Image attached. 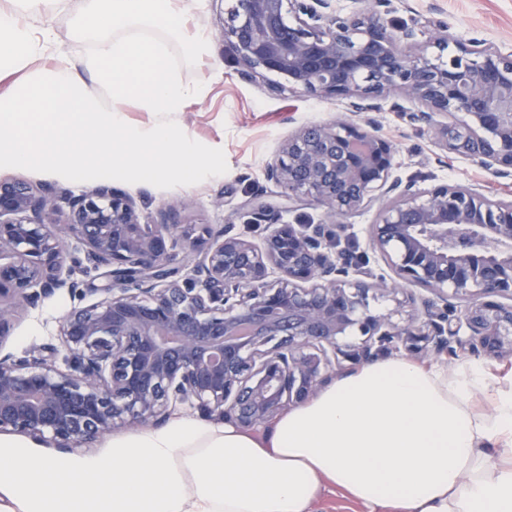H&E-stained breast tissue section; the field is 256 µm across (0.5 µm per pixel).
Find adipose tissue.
Returning a JSON list of instances; mask_svg holds the SVG:
<instances>
[{
  "label": "adipose tissue",
  "mask_w": 512,
  "mask_h": 512,
  "mask_svg": "<svg viewBox=\"0 0 512 512\" xmlns=\"http://www.w3.org/2000/svg\"><path fill=\"white\" fill-rule=\"evenodd\" d=\"M202 0H6L0 5V166L72 178L220 168L167 123L130 129L122 104L180 112L206 88L182 82L165 26L195 57ZM73 10L78 54L59 58L47 8ZM89 134L91 152L76 147ZM328 491L368 512H512V384L479 361L427 368L380 359L344 373L261 432L184 418L63 461L0 449L6 512H314Z\"/></svg>",
  "instance_id": "1"
}]
</instances>
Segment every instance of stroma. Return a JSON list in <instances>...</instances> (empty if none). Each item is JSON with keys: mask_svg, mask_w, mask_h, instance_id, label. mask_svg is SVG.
Segmentation results:
<instances>
[{"mask_svg": "<svg viewBox=\"0 0 512 512\" xmlns=\"http://www.w3.org/2000/svg\"><path fill=\"white\" fill-rule=\"evenodd\" d=\"M232 0H204L199 11L187 17V29L202 28L209 39V56L187 53L173 42L171 59L183 82L206 85L203 101L189 102L184 111L166 115L129 107L128 127H148L165 121L177 128L182 139L200 155L221 157L223 172H207L185 179L179 170L149 183L113 176L111 185L125 192L137 205L142 222H153L158 209L173 201L185 202L179 221L206 224L220 229L234 224L237 232L259 241L262 225L248 221L246 204L254 192L276 196L280 188L267 180L265 166L278 153L284 139L304 124L332 121L345 111L343 102L278 88L272 76L247 79L226 52L222 34ZM387 18L396 23L425 26L445 23L462 42L484 41L512 47V0H389ZM414 103L390 97L371 115L381 135L396 148L395 173L414 178L420 185L461 184L484 192L507 196L512 186L488 174L472 160L446 153L437 140L410 119ZM0 177L18 178L53 187L57 192L80 194L99 186V179L78 181L51 168L0 167ZM376 207L346 217V233L353 251L369 263L374 273L389 276L390 270L369 247L368 226L376 219ZM67 290L44 299L36 308L20 310L6 340V348L22 353L35 344L56 341L62 316L73 306Z\"/></svg>", "mask_w": 512, "mask_h": 512, "instance_id": "obj_1", "label": "stroma"}]
</instances>
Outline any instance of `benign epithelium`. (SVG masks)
I'll return each mask as SVG.
<instances>
[{
	"label": "benign epithelium",
	"instance_id": "7a95c632",
	"mask_svg": "<svg viewBox=\"0 0 512 512\" xmlns=\"http://www.w3.org/2000/svg\"><path fill=\"white\" fill-rule=\"evenodd\" d=\"M333 2L234 0L224 29L243 76L277 75L351 112L299 127L267 164L281 194L246 204L266 225L261 242L230 223L180 227L182 202L144 224L129 197L101 185L67 199L75 257L52 189L0 179V434L75 447L157 424L174 403L255 428L313 398L344 361L394 348L512 357V198L403 180L392 143L361 118L397 92L421 105L411 119L448 152L512 181V48L459 43L430 57L419 28L377 10L383 0L345 17ZM294 199L322 221L281 223ZM376 201L369 244L389 280L341 246L343 219ZM177 248L193 260L188 273L172 263ZM92 272L101 298L85 304L75 276ZM63 288L80 304L60 320L59 342L4 350L17 308Z\"/></svg>",
	"mask_w": 512,
	"mask_h": 512
}]
</instances>
